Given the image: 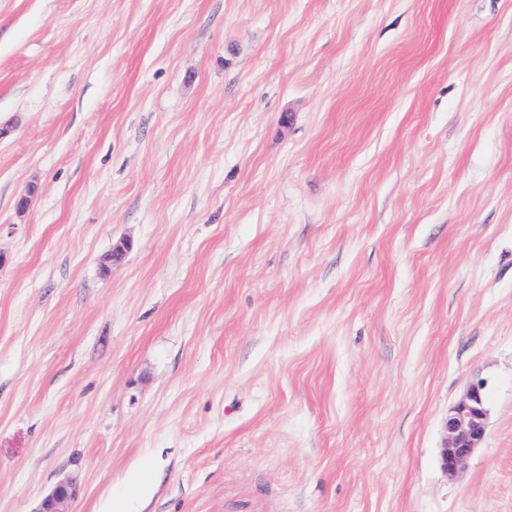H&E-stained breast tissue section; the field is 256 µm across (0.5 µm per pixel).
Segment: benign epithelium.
I'll list each match as a JSON object with an SVG mask.
<instances>
[{"label":"benign epithelium","instance_id":"7a95c632","mask_svg":"<svg viewBox=\"0 0 512 512\" xmlns=\"http://www.w3.org/2000/svg\"><path fill=\"white\" fill-rule=\"evenodd\" d=\"M484 389L482 382L472 385L448 412L440 460L450 479L466 469L484 441L488 422ZM75 495L72 483L61 482L44 495L37 512H68L67 504Z\"/></svg>","mask_w":512,"mask_h":512}]
</instances>
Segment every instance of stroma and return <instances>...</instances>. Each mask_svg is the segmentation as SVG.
Listing matches in <instances>:
<instances>
[{
	"label": "stroma",
	"mask_w": 512,
	"mask_h": 512,
	"mask_svg": "<svg viewBox=\"0 0 512 512\" xmlns=\"http://www.w3.org/2000/svg\"><path fill=\"white\" fill-rule=\"evenodd\" d=\"M0 128V512H512V0H0ZM484 389L482 382L473 384L448 412L440 460L450 479L457 478L466 469L484 441L488 422ZM156 486V478L149 470H142L130 477L122 494L112 499L108 512H142L141 504ZM76 495V488L70 482H61L43 497L36 512H68L67 504Z\"/></svg>",
	"instance_id": "stroma-1"
}]
</instances>
